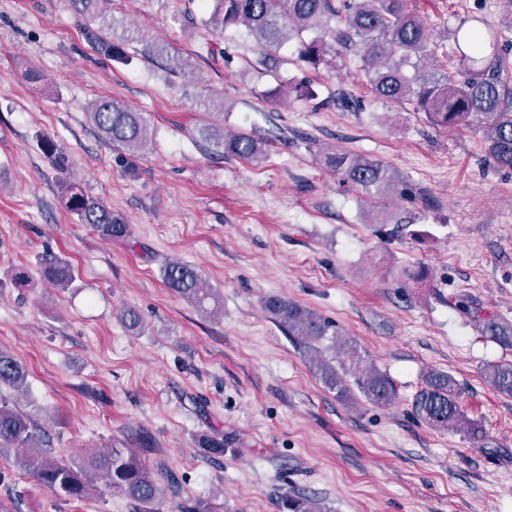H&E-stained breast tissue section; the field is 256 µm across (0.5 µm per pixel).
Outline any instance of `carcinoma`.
Masks as SVG:
<instances>
[{
	"label": "carcinoma",
	"instance_id": "obj_1",
	"mask_svg": "<svg viewBox=\"0 0 512 512\" xmlns=\"http://www.w3.org/2000/svg\"><path fill=\"white\" fill-rule=\"evenodd\" d=\"M103 0H71L75 12L95 19ZM206 24L221 30L244 27L265 51L263 65L275 72L279 60L273 53L285 43L298 44V58L313 67L333 54L344 60L359 57L370 91L386 103L413 106L430 122L442 128L476 127L483 133L485 157L494 167L512 171V88L502 78L501 36L498 28L459 26L453 33L435 34L427 27L410 0H212ZM86 38L107 61L123 60L121 43L85 27ZM450 48L452 67L427 73L422 63ZM89 115L102 138L136 157L149 139L141 113L114 98H98ZM200 137L218 152L246 160L264 153V141L247 132H228L215 126L199 130ZM41 151L58 170L64 172L68 158L50 136L40 138ZM325 165L340 179L366 194L382 199L400 197L411 205L403 215L388 217L380 207L372 218L375 224H415L425 217L432 202L406 176L389 165L368 157L336 151L324 155ZM62 200L67 211L80 223L88 224L106 240H124L130 235L125 218L101 198L88 194L80 185L64 181ZM43 279L57 288H71L75 279L69 263L59 257L45 260ZM164 284L204 311L218 309L213 289L207 287L195 268L178 261L162 269ZM262 306L277 325L302 348L304 357L324 386L349 400L354 394L386 406L394 402L396 389L388 376L376 368L365 369L362 355L351 340L339 338L336 325L280 295H268ZM459 310L482 332L506 341L508 330L491 318L481 317V309L463 299ZM332 352L331 357L323 351ZM28 371L13 354L0 348V452L23 448L20 464L41 485L57 497L70 500L85 497L88 477L103 475L133 504L134 512H158L162 488L155 475L132 453L119 448L91 451L70 464L55 459L44 448L42 436L30 418L18 411L5 390L26 387ZM484 378L498 393L512 396V363L495 362L484 368ZM423 386L412 401L414 415L438 430L463 429L471 440L485 443L486 432L466 419L460 406V384L450 373L430 368L423 374ZM199 447L209 457L224 456V437L203 435ZM284 512H329L321 499L289 495L282 500ZM173 512H217L206 499L184 497Z\"/></svg>",
	"mask_w": 512,
	"mask_h": 512
}]
</instances>
